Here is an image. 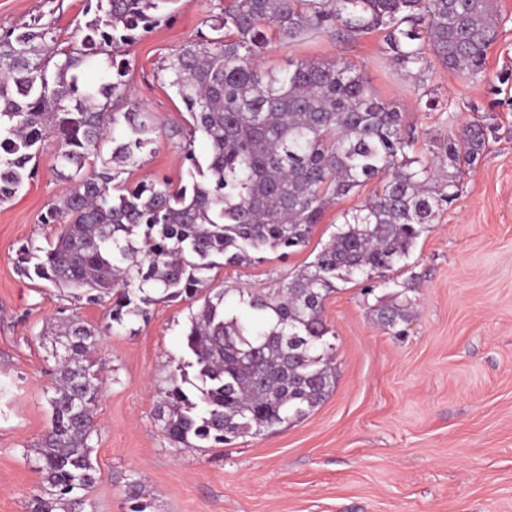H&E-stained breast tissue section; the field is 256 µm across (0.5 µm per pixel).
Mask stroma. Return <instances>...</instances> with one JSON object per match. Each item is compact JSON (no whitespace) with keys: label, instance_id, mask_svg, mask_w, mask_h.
<instances>
[{"label":"stroma","instance_id":"35a3bbf8","mask_svg":"<svg viewBox=\"0 0 512 512\" xmlns=\"http://www.w3.org/2000/svg\"><path fill=\"white\" fill-rule=\"evenodd\" d=\"M222 0H177L170 18L127 46L126 95L154 112L162 134L153 154L127 173L179 182L189 118L161 72L187 42L208 32ZM498 36L487 75L465 81L440 66L427 89L448 102L427 111L381 52L378 37L349 41L316 34L272 44L263 68L296 59L344 60L372 91L403 112L419 138L443 136L494 115L481 163L460 181L459 197L417 241L407 269L365 295L355 279L338 282L325 301L335 336L332 393L301 420L217 448L180 449L156 417L174 360L186 358L184 334L200 304L151 306L146 318L105 328L106 308L16 269L19 248L47 246L56 225L41 215L66 194L55 175L57 141L41 143L37 174L0 204V512H29L41 474L35 445L50 424L45 393L54 382L53 336L64 312L102 327L99 355L106 384L96 407L93 444L98 481L85 512H130L124 489L141 478L151 512H512V0H497ZM84 0H0V32L37 14L54 21L61 40L84 23ZM374 190L336 201L301 250L271 251L209 273L226 314L242 313L239 295L278 287L311 262L344 212ZM418 276L416 314L406 335L379 326L377 296Z\"/></svg>","mask_w":512,"mask_h":512}]
</instances>
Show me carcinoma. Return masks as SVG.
Segmentation results:
<instances>
[{"label":"carcinoma","mask_w":512,"mask_h":512,"mask_svg":"<svg viewBox=\"0 0 512 512\" xmlns=\"http://www.w3.org/2000/svg\"><path fill=\"white\" fill-rule=\"evenodd\" d=\"M176 0H86L93 12L61 47L38 14L0 33V204L35 176L38 145L58 141L57 174L71 184L42 223L58 226L46 247L19 249L30 280L109 304L112 327L147 307L196 299L206 273L266 250L295 252L337 200L376 182L308 265L280 288L247 294L244 316L224 313V292L204 298L185 332L192 360H178L158 417L177 448L229 444L302 419L332 392L335 345L324 313L336 281L386 282L409 266L417 240L458 196L463 173L483 158L493 128L477 119L418 143L402 112L378 98L356 65L298 59L264 70L272 41L315 33L380 38L384 56L416 86L436 62L475 80L496 40L495 0H224L211 35L185 45L161 71L181 99L190 133L185 176L174 186L123 174L153 153L155 113L127 101L124 47L168 16ZM107 66L97 82L82 75ZM208 143L200 161L195 136ZM224 262H218V259ZM415 277L376 298L388 330L409 323ZM57 371L46 400L50 425L38 443L42 483L31 512H84L97 481L92 439L102 392L100 331L72 314L56 325ZM197 367L193 391L185 368ZM131 512H148L141 482L125 486Z\"/></svg>","instance_id":"carcinoma-1"}]
</instances>
